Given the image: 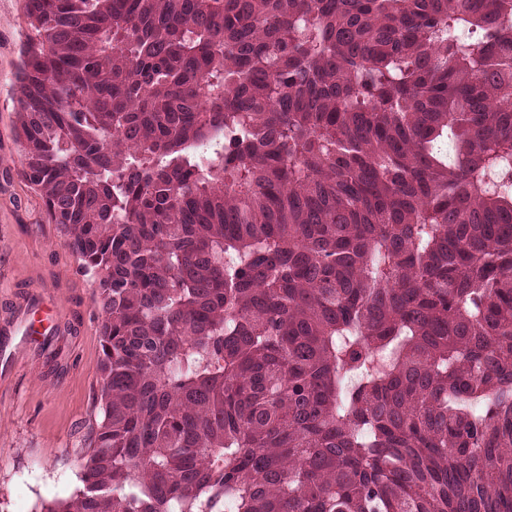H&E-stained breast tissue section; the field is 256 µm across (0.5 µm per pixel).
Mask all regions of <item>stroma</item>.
I'll list each match as a JSON object with an SVG mask.
<instances>
[{
    "mask_svg": "<svg viewBox=\"0 0 512 512\" xmlns=\"http://www.w3.org/2000/svg\"><path fill=\"white\" fill-rule=\"evenodd\" d=\"M32 34L25 0H0V312L44 283L65 331L55 360L24 357L0 382V512H38L74 491L101 408L98 283L57 225L45 223L41 196L19 174L13 97L19 48Z\"/></svg>",
    "mask_w": 512,
    "mask_h": 512,
    "instance_id": "1",
    "label": "stroma"
}]
</instances>
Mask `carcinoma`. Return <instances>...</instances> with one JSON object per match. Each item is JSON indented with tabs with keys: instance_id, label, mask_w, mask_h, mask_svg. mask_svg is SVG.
<instances>
[{
	"instance_id": "carcinoma-1",
	"label": "carcinoma",
	"mask_w": 512,
	"mask_h": 512,
	"mask_svg": "<svg viewBox=\"0 0 512 512\" xmlns=\"http://www.w3.org/2000/svg\"><path fill=\"white\" fill-rule=\"evenodd\" d=\"M25 10L102 347L41 512H512V0Z\"/></svg>"
}]
</instances>
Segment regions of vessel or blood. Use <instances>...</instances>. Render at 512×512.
Segmentation results:
<instances>
[{"mask_svg": "<svg viewBox=\"0 0 512 512\" xmlns=\"http://www.w3.org/2000/svg\"><path fill=\"white\" fill-rule=\"evenodd\" d=\"M46 308L45 291L34 285L0 317V380L9 377L19 358L30 351H37L42 357L52 353L46 339L59 335V320H52L39 330L33 324L34 317Z\"/></svg>", "mask_w": 512, "mask_h": 512, "instance_id": "b4317fda", "label": "vessel or blood"}]
</instances>
